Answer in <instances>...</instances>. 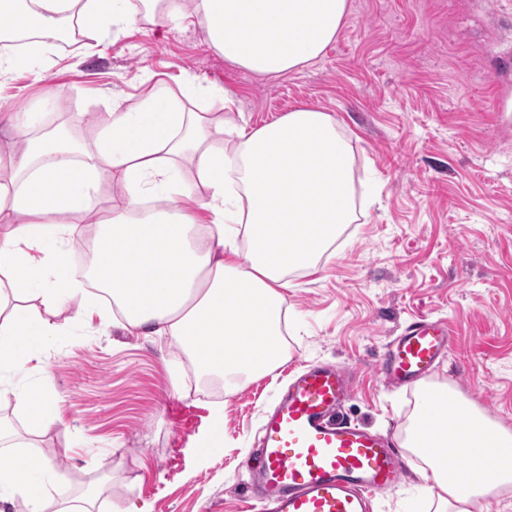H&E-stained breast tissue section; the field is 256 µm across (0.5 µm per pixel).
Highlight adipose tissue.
Returning a JSON list of instances; mask_svg holds the SVG:
<instances>
[{
	"instance_id": "obj_1",
	"label": "adipose tissue",
	"mask_w": 512,
	"mask_h": 512,
	"mask_svg": "<svg viewBox=\"0 0 512 512\" xmlns=\"http://www.w3.org/2000/svg\"><path fill=\"white\" fill-rule=\"evenodd\" d=\"M349 0H193L192 14L225 60L261 75L299 70L337 37ZM0 19L30 35L0 53V75L35 70L46 38L75 20L92 39L134 19L128 0H0ZM39 116L15 112L8 129L26 147L0 165V392L23 348L64 330L51 319L74 304L101 322L171 336L198 374L225 387L284 359L283 291L317 269L354 210L353 156L335 119L301 107L258 128L186 112L152 88L136 111H113L86 161L47 138L27 137ZM196 167L186 180L181 159ZM122 189L92 240L87 280L67 273L69 246L93 210L102 175ZM245 239L247 251L237 241ZM405 429L433 512H488L512 490V431L440 382H422ZM27 436L41 435L57 403L40 387L17 394ZM11 436L0 422V442ZM466 469L449 468V456ZM58 473L35 451H0V503L45 512Z\"/></svg>"
}]
</instances>
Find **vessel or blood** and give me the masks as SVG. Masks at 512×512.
<instances>
[{"label":"vessel or blood","instance_id":"obj_1","mask_svg":"<svg viewBox=\"0 0 512 512\" xmlns=\"http://www.w3.org/2000/svg\"><path fill=\"white\" fill-rule=\"evenodd\" d=\"M453 347L448 324L424 319L390 343L376 370L410 387ZM353 391L352 371L339 364L307 363L292 376L245 462L260 512H372L375 495L400 484L408 463L393 440L343 417Z\"/></svg>","mask_w":512,"mask_h":512}]
</instances>
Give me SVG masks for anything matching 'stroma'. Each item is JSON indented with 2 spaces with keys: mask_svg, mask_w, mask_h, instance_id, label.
Listing matches in <instances>:
<instances>
[{
  "mask_svg": "<svg viewBox=\"0 0 512 512\" xmlns=\"http://www.w3.org/2000/svg\"><path fill=\"white\" fill-rule=\"evenodd\" d=\"M106 47L50 42L39 72L0 80L9 112H42L93 149L114 107L152 86L187 111L211 87L232 90L252 127L300 106L330 113L354 155L357 219L316 272L292 275L286 366L225 392L168 338L92 319L36 349L10 386L54 396L58 418L37 444L65 473L54 501L108 478L104 512H255L241 467L287 367H357L351 421L401 442L415 391L383 383L374 364L412 321L452 326L454 352L432 378L512 429V0H351L315 61L277 77L231 65L192 17L153 25L145 0ZM224 446L203 453L215 419ZM86 470L71 472L73 456ZM416 459L374 512H426Z\"/></svg>",
  "mask_w": 512,
  "mask_h": 512,
  "instance_id": "stroma-1",
  "label": "stroma"
}]
</instances>
